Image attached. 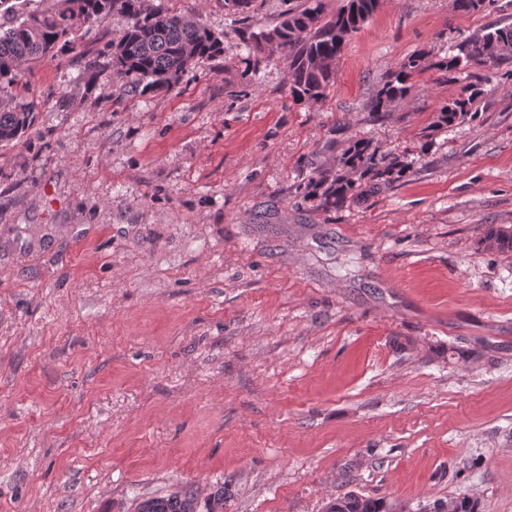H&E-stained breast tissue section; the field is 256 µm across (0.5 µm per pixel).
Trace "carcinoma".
<instances>
[{"label":"carcinoma","instance_id":"obj_1","mask_svg":"<svg viewBox=\"0 0 512 512\" xmlns=\"http://www.w3.org/2000/svg\"><path fill=\"white\" fill-rule=\"evenodd\" d=\"M0 0V148L19 141L34 127L43 102L30 92L24 73L55 55H84L78 32L85 24H101L114 12L124 13L129 25L112 43L111 52L88 60L82 76L130 78L134 95L167 92L178 85L192 66L224 55V40L189 13L164 9L155 0H61L55 11L18 13ZM280 21L245 37L248 56L259 60L280 54L288 59V85L298 102H316L334 82L335 71L326 62L341 55L348 40L343 30L356 33L373 15L378 0H346L327 15L322 0H284ZM253 0H224V8L244 22ZM488 0H452L453 10L474 13ZM512 61V24L493 25L448 47V55L432 62L423 53L404 58L382 79L366 105L371 122L383 120L395 102L404 100L430 68L448 74L450 81H465L461 93L444 103L431 127L454 126L475 117L476 104L486 93L488 78L476 67ZM340 172H317L298 193L317 202L320 210L344 207L360 194H373L390 181L406 177L409 164L400 155L381 151L358 139L338 162ZM357 173L354 179L350 174ZM488 251L512 255V230L495 224L485 227L480 239ZM337 512H397L383 498L354 494L335 499ZM137 512H198L197 498L183 490L146 498Z\"/></svg>","mask_w":512,"mask_h":512}]
</instances>
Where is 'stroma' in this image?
<instances>
[{
  "label": "stroma",
  "mask_w": 512,
  "mask_h": 512,
  "mask_svg": "<svg viewBox=\"0 0 512 512\" xmlns=\"http://www.w3.org/2000/svg\"><path fill=\"white\" fill-rule=\"evenodd\" d=\"M224 54L166 93L80 80L128 25L28 77L44 105L0 148V512H133L183 489L224 512H323L354 492L416 512L470 494L512 512V62L477 119L423 132L460 85L426 70L381 122L405 57L442 56L512 0H380L321 101L244 62L224 0H161ZM405 178L317 211L298 184L351 140ZM480 244L485 250L512 255V230L495 224L486 225Z\"/></svg>",
  "instance_id": "1"
}]
</instances>
